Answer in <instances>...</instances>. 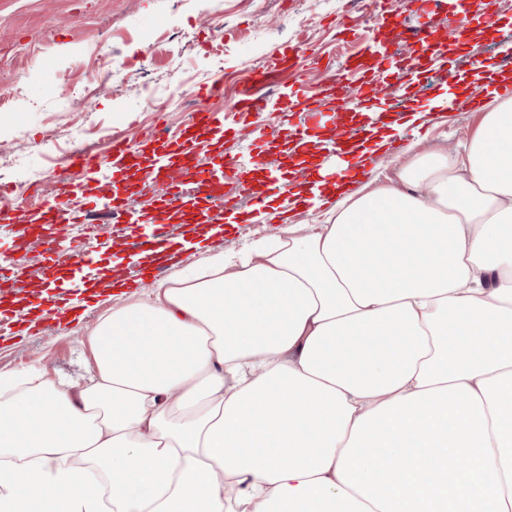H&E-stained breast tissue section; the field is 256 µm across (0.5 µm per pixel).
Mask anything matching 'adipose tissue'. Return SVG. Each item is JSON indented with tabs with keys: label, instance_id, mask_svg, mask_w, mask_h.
<instances>
[{
	"label": "adipose tissue",
	"instance_id": "1",
	"mask_svg": "<svg viewBox=\"0 0 512 512\" xmlns=\"http://www.w3.org/2000/svg\"><path fill=\"white\" fill-rule=\"evenodd\" d=\"M488 94L312 236L141 253L171 274L90 383L0 374V512H512V73Z\"/></svg>",
	"mask_w": 512,
	"mask_h": 512
}]
</instances>
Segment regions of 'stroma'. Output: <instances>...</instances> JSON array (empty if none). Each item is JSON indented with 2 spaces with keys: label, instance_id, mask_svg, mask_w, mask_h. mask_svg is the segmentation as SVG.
Wrapping results in <instances>:
<instances>
[{
  "label": "stroma",
  "instance_id": "stroma-1",
  "mask_svg": "<svg viewBox=\"0 0 512 512\" xmlns=\"http://www.w3.org/2000/svg\"><path fill=\"white\" fill-rule=\"evenodd\" d=\"M485 3L466 0L461 14L450 2L434 16L432 26L447 48L442 67L412 85L403 76L392 77L393 110L426 105L435 89L447 84L449 73L467 75L471 55L492 60L512 47V0H498L495 21L487 25L480 22ZM463 22L468 25L463 39L450 38ZM377 28L366 5L351 6L347 0H0V93L7 98L0 106V188L12 189L16 201L32 185L52 195L58 147L72 135L102 156L117 134L135 138L155 130L183 132L194 114L180 102L183 86L195 88L216 77L224 80V95L209 105L223 111L229 128L224 157L241 159L244 145L231 128L243 72L264 68L270 56L290 45L299 49V79L308 90L322 91L329 74L340 79L347 111L327 113V127L342 121L386 126L388 114L365 112L357 78L348 69L360 60ZM99 67L112 72L102 85L90 81ZM143 84L154 88L153 101L139 96ZM458 93L460 99H476L477 109L437 113L427 131L410 132L403 147L389 146L378 158L374 178L360 176L354 189L397 180L416 156L456 154L480 126L486 100L469 83ZM309 150L306 158L281 148L265 154L260 176L273 169L299 185L311 181L326 152L320 142ZM17 231V226L0 224V267L15 264L22 270L17 278L0 277V319L13 324L0 334V373L38 368L54 381L87 383L92 374L89 337L99 318L110 307L150 299L154 283L170 271H147L134 262L136 236L130 225H101L100 240L113 242L112 249L99 252L103 277L124 281L123 292L107 297L71 288L69 313L42 317L26 302L45 284L49 237L34 230L19 250Z\"/></svg>",
  "mask_w": 512,
  "mask_h": 512
}]
</instances>
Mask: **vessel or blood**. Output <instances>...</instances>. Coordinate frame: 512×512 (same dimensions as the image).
<instances>
[{
  "mask_svg": "<svg viewBox=\"0 0 512 512\" xmlns=\"http://www.w3.org/2000/svg\"><path fill=\"white\" fill-rule=\"evenodd\" d=\"M442 0H401L399 12H411L423 17V24L413 30L402 31L403 39L411 41L413 52L405 58H397L391 52V44L380 38H373L365 49L366 56L377 59L376 70L363 74L358 87L359 94L367 100L378 97L387 84V77L393 70L400 69L410 74L412 80L432 71L441 49L429 17L436 14ZM300 63L290 49H281L274 54L264 70L246 71L239 98L234 106L239 120L235 136L245 141L246 152L255 158L269 152L275 141L274 131L262 122L266 113L277 112L284 120L300 117L299 128L293 129L289 139L301 142L304 137L321 136L324 128L323 113L326 101L335 99L339 82L329 79L323 98L309 96L298 85L296 73ZM283 75L275 95L257 94V85L268 81L271 74ZM222 80H214L196 93L200 105L195 113L192 126L179 137L161 139L157 137L113 138L107 156L80 151L67 155L58 175V188L53 196L44 199L33 215L36 222L64 229L70 224L90 223L94 213L105 215L108 221L117 224H150L151 235L145 239L146 248L163 246L168 223L172 217L193 216L201 224H225L237 210L236 198L225 195L227 181H236L241 189L249 187V169L237 162L228 161L206 168L197 160L200 143L213 142L216 135L224 133V116L209 110L207 99L222 93ZM359 141L357 130L337 127L331 142L339 162L320 167L316 184H332L339 179L342 164L352 162ZM143 173L145 179L161 188L160 205L155 214L145 216L136 209L137 196L134 193L119 194L117 179L129 171ZM94 185L95 198L100 201V210L76 207V198L83 196L86 185ZM283 202L294 201V190L290 181L273 179L269 181L266 195L255 198L256 211L270 213V199Z\"/></svg>",
  "mask_w": 512,
  "mask_h": 512,
  "instance_id": "obj_1",
  "label": "vessel or blood"
}]
</instances>
